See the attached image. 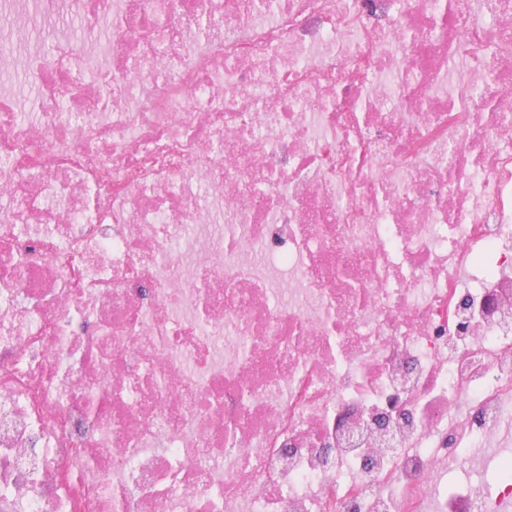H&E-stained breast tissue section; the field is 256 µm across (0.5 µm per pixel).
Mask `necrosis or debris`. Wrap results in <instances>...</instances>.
<instances>
[{
  "mask_svg": "<svg viewBox=\"0 0 512 512\" xmlns=\"http://www.w3.org/2000/svg\"><path fill=\"white\" fill-rule=\"evenodd\" d=\"M39 13L34 119L0 94V512L512 497V0Z\"/></svg>",
  "mask_w": 512,
  "mask_h": 512,
  "instance_id": "necrosis-or-debris-1",
  "label": "necrosis or debris"
}]
</instances>
